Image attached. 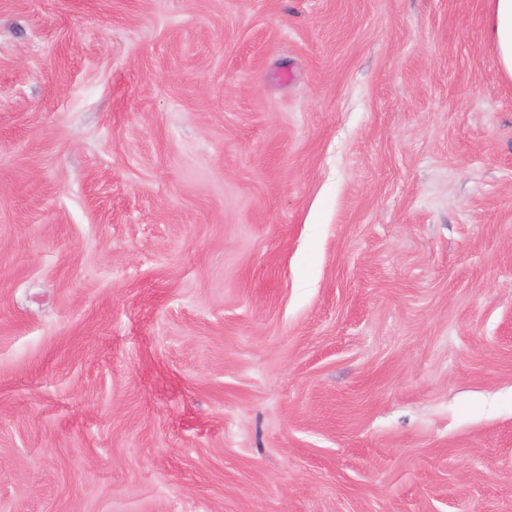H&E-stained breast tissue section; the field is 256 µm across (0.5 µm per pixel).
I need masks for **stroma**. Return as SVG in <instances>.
Listing matches in <instances>:
<instances>
[{"mask_svg": "<svg viewBox=\"0 0 512 512\" xmlns=\"http://www.w3.org/2000/svg\"><path fill=\"white\" fill-rule=\"evenodd\" d=\"M489 0H0V512H512Z\"/></svg>", "mask_w": 512, "mask_h": 512, "instance_id": "1", "label": "stroma"}]
</instances>
